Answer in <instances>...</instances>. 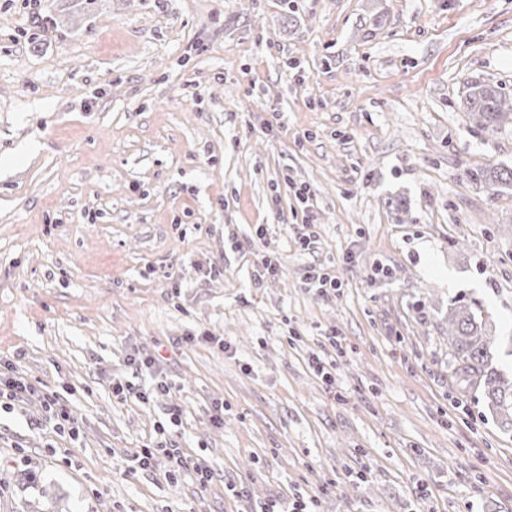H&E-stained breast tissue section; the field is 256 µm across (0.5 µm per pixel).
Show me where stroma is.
Here are the masks:
<instances>
[{"label": "stroma", "mask_w": 512, "mask_h": 512, "mask_svg": "<svg viewBox=\"0 0 512 512\" xmlns=\"http://www.w3.org/2000/svg\"><path fill=\"white\" fill-rule=\"evenodd\" d=\"M476 82L512 98V0H0V359L79 418L0 408V512H512V435L448 356L456 298L512 335V190L467 176L512 128L474 127ZM305 285L307 288H315V290L327 295L331 292L336 294L338 288L342 286L335 275L333 276L328 272H324V269L316 270L314 267L307 271ZM129 361L130 365L134 367L137 373L144 370L150 374V376L155 380V388L157 390L160 392H168L170 390L167 380H165L160 373V360L157 357L146 356L144 358H137L136 356H133ZM42 404L47 413L45 423L52 424L53 428L63 432L65 429L69 433L76 432L79 418L70 407L60 404L57 397L45 393H42Z\"/></svg>", "instance_id": "stroma-1"}]
</instances>
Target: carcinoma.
Masks as SVG:
<instances>
[{
	"mask_svg": "<svg viewBox=\"0 0 512 512\" xmlns=\"http://www.w3.org/2000/svg\"><path fill=\"white\" fill-rule=\"evenodd\" d=\"M465 107L476 128L498 133L512 126V101L500 88L490 83L470 86ZM470 180L484 184L495 192L512 185V168L486 166L467 172ZM476 303L462 300L448 303V345L452 355V378L463 393H480L484 404L496 417L500 427L512 432V377L492 367L495 337L482 330Z\"/></svg>",
	"mask_w": 512,
	"mask_h": 512,
	"instance_id": "carcinoma-1",
	"label": "carcinoma"
}]
</instances>
